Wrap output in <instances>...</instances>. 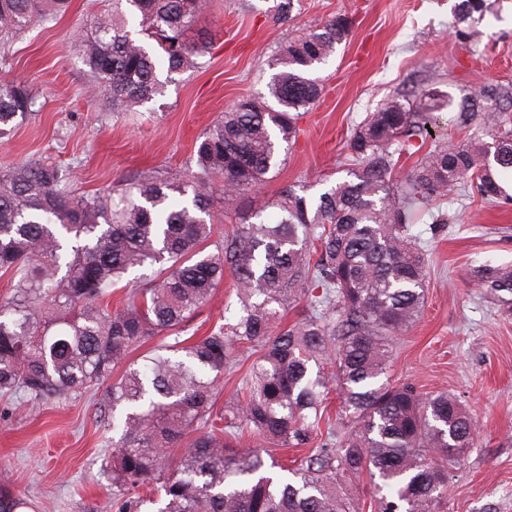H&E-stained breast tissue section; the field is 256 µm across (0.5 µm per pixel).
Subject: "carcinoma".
<instances>
[{
  "instance_id": "cac0c4a2",
  "label": "carcinoma",
  "mask_w": 512,
  "mask_h": 512,
  "mask_svg": "<svg viewBox=\"0 0 512 512\" xmlns=\"http://www.w3.org/2000/svg\"><path fill=\"white\" fill-rule=\"evenodd\" d=\"M75 41L89 80L85 92L134 112L172 75L200 67L205 34L192 38L202 0H110ZM70 0H0V66L6 44L36 21L64 13ZM500 0H457L458 32L471 40ZM140 16L141 39L126 29ZM352 19L338 13L307 25L272 60V107L242 96L199 134L187 179L134 174L92 197L72 194L59 166L31 162L0 171V270L19 275L0 304V395L22 393L37 408L82 394L121 374L101 412L111 416L109 458L118 512H352L337 477L368 473L375 512H440L448 466L473 447L472 420L448 395L422 396L382 382L393 337L418 319L426 299L425 250L409 232L418 205L441 202L466 183L482 199L508 204L499 176L512 172V84H479L448 95L459 127L481 122L491 141L415 143L426 137L437 99L392 98L358 123L346 143L347 176L317 198L288 187L273 217L253 221L249 195L278 168L279 144L296 140L299 120L322 94L313 72L347 41ZM36 92L0 86V136L27 119ZM417 156L399 180L404 157ZM240 215L214 243L207 222L214 180ZM142 274L112 309V289ZM234 278L242 314L205 336L174 337L138 362L133 351L191 318L213 289ZM497 298L512 294V270H475ZM312 288L322 289L315 295ZM307 297L304 315L281 311ZM255 355L245 396L218 411L214 388L230 350ZM339 391L353 426L301 459L291 475L273 472L257 448L236 447L246 429L281 446L307 444L323 403ZM180 454L171 462L165 450ZM27 502L0 482V512Z\"/></svg>"
}]
</instances>
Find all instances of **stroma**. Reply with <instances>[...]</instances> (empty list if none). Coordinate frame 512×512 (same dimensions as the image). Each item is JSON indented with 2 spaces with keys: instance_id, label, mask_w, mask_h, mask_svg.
<instances>
[{
  "instance_id": "obj_1",
  "label": "stroma",
  "mask_w": 512,
  "mask_h": 512,
  "mask_svg": "<svg viewBox=\"0 0 512 512\" xmlns=\"http://www.w3.org/2000/svg\"><path fill=\"white\" fill-rule=\"evenodd\" d=\"M203 0L196 26L211 49L198 69L174 75L138 112L112 111L84 92L88 76L73 43L89 32L99 0H72L55 21L36 23L9 47L0 82L36 90L33 114L0 138V171L40 160L72 171L71 191L91 196L137 172L184 177L195 169L198 133L235 99L267 92L271 60L314 19L354 18L346 44L316 72L320 101L299 122L283 163L252 194L250 210L269 215L289 186L315 197L344 179L354 126L387 99L413 101L482 80L512 82V0L486 16L472 45L455 30L456 0ZM449 221L414 224L426 243L424 310L392 344L388 378L423 395L445 392L475 422L474 446L448 476L441 512H512V300L487 295L472 270L512 266V204L481 200L476 189L449 197ZM231 279L219 284L186 328L203 336L238 312ZM107 385L31 409L25 395L0 398V478L34 512H117L104 459L113 433L96 415Z\"/></svg>"
}]
</instances>
